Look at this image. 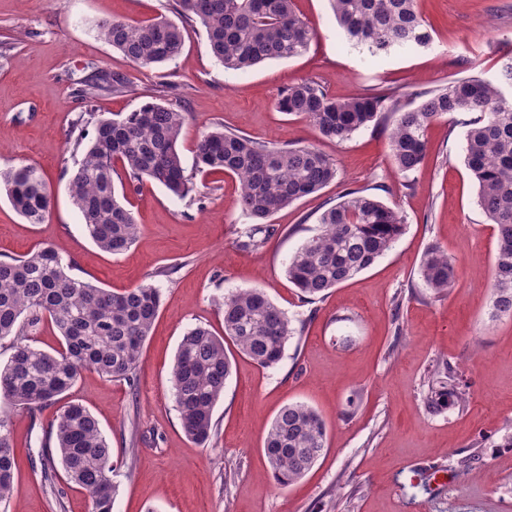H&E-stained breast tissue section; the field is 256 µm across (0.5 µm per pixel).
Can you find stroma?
<instances>
[{"label":"stroma","instance_id":"1","mask_svg":"<svg viewBox=\"0 0 512 512\" xmlns=\"http://www.w3.org/2000/svg\"><path fill=\"white\" fill-rule=\"evenodd\" d=\"M174 0H0V169L37 168L51 195L44 223L30 224L0 190V259L46 243L72 262L74 277L122 291L150 282L162 308L134 382L83 371L66 400L85 404L112 450L117 494L112 512H512V317L488 319L496 228L477 204L464 164L471 116L434 120L421 168L393 166L388 132L369 127L348 140L320 136L304 118L279 111L288 85L318 82L335 98L395 88L414 93L462 77L501 79L512 59V0H418L432 47L370 56L339 29L328 0H294L316 32L302 56L227 70L212 57L202 26L190 28L182 55L140 71L101 39L99 20L175 18ZM494 38H486L484 28ZM122 74L134 92L80 91L92 72ZM176 85L186 113L179 151L193 171L195 145L220 125L261 140L312 145L336 162L320 192L269 219L274 232L259 250H242L252 221L238 206L239 184L222 173H195L183 198L158 184L128 191L140 226L131 249L101 251L68 193L82 154L68 140L73 122L134 110ZM349 191L377 197L406 219L403 234L370 269L324 300L306 302L289 283L291 255L321 230L319 218ZM447 250L457 275L448 296H429L419 270L431 245ZM261 286L304 322L282 360L256 366L236 347L232 374L202 447L186 437L175 407L171 368L185 332L197 325L224 333L221 302ZM455 368L469 384L464 408L427 407V378ZM493 399H486V390ZM312 406L327 428V451L288 486L272 477L263 441L287 403ZM17 470L5 512H90L88 496L50 468L62 496L46 489L30 457L49 437L55 407L37 415L4 406ZM447 471L432 496L409 500L399 484L412 471Z\"/></svg>","mask_w":512,"mask_h":512}]
</instances>
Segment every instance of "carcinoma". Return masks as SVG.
<instances>
[{
	"instance_id": "obj_1",
	"label": "carcinoma",
	"mask_w": 512,
	"mask_h": 512,
	"mask_svg": "<svg viewBox=\"0 0 512 512\" xmlns=\"http://www.w3.org/2000/svg\"><path fill=\"white\" fill-rule=\"evenodd\" d=\"M340 28L355 46L374 56L427 47L433 37L416 0H329ZM183 19L165 16L139 22L102 20L97 33L135 67L151 71L177 60L185 47L187 26L206 31L213 57L229 70L284 60L307 52L315 31L294 9V0H175ZM134 91L133 82L115 75L92 89ZM282 112L305 118L329 140L343 142L370 124L391 122L388 147L393 164L408 176L422 165L428 125L455 112L475 117L466 135L464 162L477 183V204L496 225V254L489 318L512 317V99L491 80L464 77L447 86L420 91L411 99L397 90L354 93L334 98L313 80L286 88L277 102ZM185 122L180 105L160 94L118 118H101L93 137L78 129L75 148L84 156L69 178V192L93 242L104 252L130 250L139 233L133 213L118 198L115 181L134 190L149 181L178 197L192 188L179 153ZM199 172L220 171L239 182L240 209L254 220L240 247L256 250L268 240L267 219L312 195L337 176L334 160L312 145H280L214 126L195 147ZM14 209L30 224L44 223L50 194L39 171L30 165L0 171ZM321 232L289 260L288 282L309 300L371 268L405 228L396 209L359 191L326 209ZM67 261L42 244L19 258L0 260V346L11 350L0 367V400L30 415L59 401L81 371L90 369L112 380H133L142 349L159 313L162 294L152 283L113 292L70 274ZM420 275L433 296L453 288L456 267L447 250L429 247ZM50 318L62 341L48 352L25 340ZM302 332L274 304L264 289L253 287L224 298V336L202 326L182 338L172 370V387L181 427L199 444L214 434L213 411L224 395L232 364L224 349L229 340L238 352L266 369L277 365L288 340ZM468 391L439 386L427 404L439 412L463 407ZM54 443L38 451L43 461L58 454L66 482L84 489L91 512H112V450L86 406L69 402L51 425ZM327 448L320 415L302 403H288L276 415L264 443L271 473L281 485L301 479ZM16 466L10 419L0 413V505L9 498ZM410 500L432 491L422 475L402 485Z\"/></svg>"
}]
</instances>
